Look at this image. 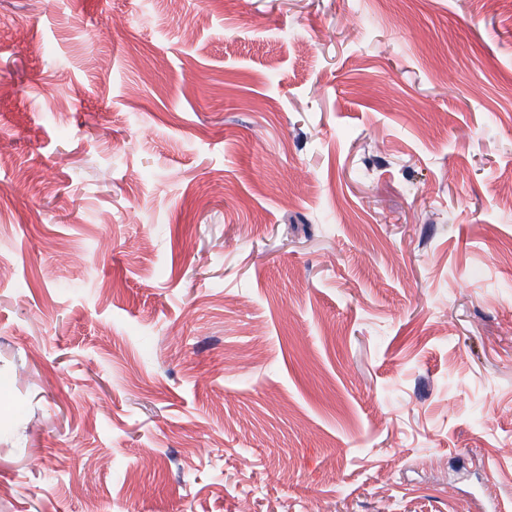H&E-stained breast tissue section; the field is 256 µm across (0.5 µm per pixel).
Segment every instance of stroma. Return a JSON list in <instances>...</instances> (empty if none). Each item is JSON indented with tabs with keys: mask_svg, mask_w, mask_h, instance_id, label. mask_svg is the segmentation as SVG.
I'll return each instance as SVG.
<instances>
[{
	"mask_svg": "<svg viewBox=\"0 0 512 512\" xmlns=\"http://www.w3.org/2000/svg\"><path fill=\"white\" fill-rule=\"evenodd\" d=\"M512 0H0V512L512 501Z\"/></svg>",
	"mask_w": 512,
	"mask_h": 512,
	"instance_id": "1",
	"label": "stroma"
}]
</instances>
